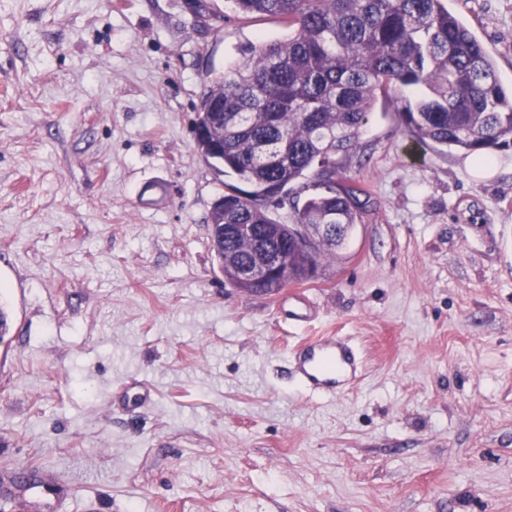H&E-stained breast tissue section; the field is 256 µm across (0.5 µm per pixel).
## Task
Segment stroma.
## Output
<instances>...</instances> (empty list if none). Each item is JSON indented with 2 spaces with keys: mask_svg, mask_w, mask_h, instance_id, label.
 <instances>
[{
  "mask_svg": "<svg viewBox=\"0 0 512 512\" xmlns=\"http://www.w3.org/2000/svg\"><path fill=\"white\" fill-rule=\"evenodd\" d=\"M0 0V466L52 512H512V149L485 175L378 99L362 221L314 281L224 278L193 122L287 28L228 0ZM512 84V0H448ZM364 363L313 393L293 350ZM151 390L134 403L122 387Z\"/></svg>",
  "mask_w": 512,
  "mask_h": 512,
  "instance_id": "stroma-1",
  "label": "stroma"
}]
</instances>
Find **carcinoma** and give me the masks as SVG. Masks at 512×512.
<instances>
[{
	"label": "carcinoma",
	"instance_id": "cac0c4a2",
	"mask_svg": "<svg viewBox=\"0 0 512 512\" xmlns=\"http://www.w3.org/2000/svg\"><path fill=\"white\" fill-rule=\"evenodd\" d=\"M244 18L270 19L288 38L246 49L240 66L211 81L194 125L224 112V140H196L201 160L221 182L207 224H253L262 243L288 248V280L337 258L361 218L357 185L336 178L326 160L359 137L378 95L398 91V118L415 143L480 155L512 148V85L447 0H228ZM413 90L414 96L401 94ZM254 195L299 185L306 193L293 224L336 225V244L306 253L294 239L267 235L277 223L255 201L231 194L237 184ZM215 255H232L224 278L236 288L269 294L275 285L243 283L238 272L258 245L237 234L211 237Z\"/></svg>",
	"mask_w": 512,
	"mask_h": 512
}]
</instances>
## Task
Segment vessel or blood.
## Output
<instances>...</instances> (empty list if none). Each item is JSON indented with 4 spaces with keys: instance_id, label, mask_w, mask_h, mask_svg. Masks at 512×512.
I'll list each match as a JSON object with an SVG mask.
<instances>
[{
    "instance_id": "obj_1",
    "label": "vessel or blood",
    "mask_w": 512,
    "mask_h": 512,
    "mask_svg": "<svg viewBox=\"0 0 512 512\" xmlns=\"http://www.w3.org/2000/svg\"><path fill=\"white\" fill-rule=\"evenodd\" d=\"M357 368L353 348L336 336H320L303 345L296 376L311 391L333 388Z\"/></svg>"
}]
</instances>
